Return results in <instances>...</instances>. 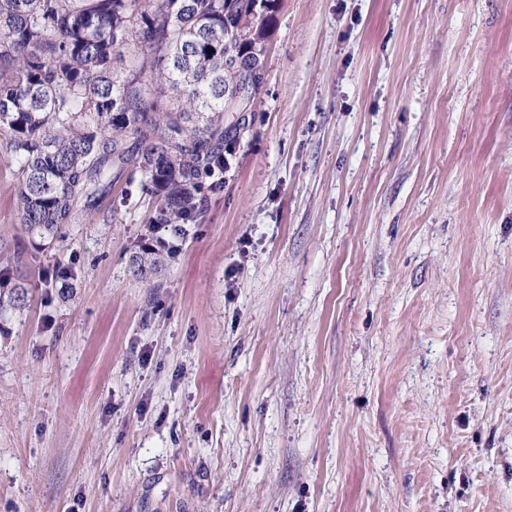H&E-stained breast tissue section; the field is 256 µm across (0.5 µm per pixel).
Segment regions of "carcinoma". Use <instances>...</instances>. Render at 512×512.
Listing matches in <instances>:
<instances>
[{
    "label": "carcinoma",
    "instance_id": "1",
    "mask_svg": "<svg viewBox=\"0 0 512 512\" xmlns=\"http://www.w3.org/2000/svg\"><path fill=\"white\" fill-rule=\"evenodd\" d=\"M277 0H0V137L17 220L49 246L92 219L117 175L155 199L151 223L180 241L220 183L224 151L264 85ZM175 104L158 103L165 93ZM163 253L132 257L146 279ZM0 314L27 283L0 275Z\"/></svg>",
    "mask_w": 512,
    "mask_h": 512
}]
</instances>
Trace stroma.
<instances>
[{
    "label": "stroma",
    "instance_id": "obj_1",
    "mask_svg": "<svg viewBox=\"0 0 512 512\" xmlns=\"http://www.w3.org/2000/svg\"><path fill=\"white\" fill-rule=\"evenodd\" d=\"M264 67L147 281L139 182L43 249L0 142V512H512V0H277ZM163 254L168 258L169 255L163 252H142L132 257V268L134 274L141 278L147 279L162 263ZM0 288H11L6 297L0 292V314L8 310H16L24 307L26 301L27 283L24 280L12 282L11 279L0 275ZM6 297V298H5Z\"/></svg>",
    "mask_w": 512,
    "mask_h": 512
}]
</instances>
